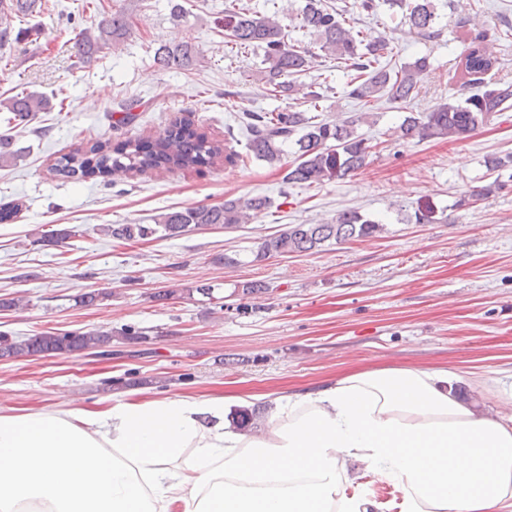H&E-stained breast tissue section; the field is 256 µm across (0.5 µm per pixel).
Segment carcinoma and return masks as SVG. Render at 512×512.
<instances>
[{
	"mask_svg": "<svg viewBox=\"0 0 512 512\" xmlns=\"http://www.w3.org/2000/svg\"><path fill=\"white\" fill-rule=\"evenodd\" d=\"M0 44L11 34L12 16H31L41 8V0H0ZM393 9L405 10L403 19L409 29L421 35L437 32L436 0H383ZM297 20L310 31L315 45L295 42L274 16H258L244 4L229 3L224 8V45L239 50L260 49L264 53L265 84L278 99H289L295 91V78L313 68L320 55L333 57L343 65L348 97L365 105L385 97L408 104L431 63L423 55L398 68L385 57L391 54L385 40L366 41L361 30L350 24L343 14L322 3L304 0ZM131 30L129 19L114 13L102 19L96 30H86L75 41L76 56L86 63L92 55L107 46L123 41ZM154 62L163 69L190 70L197 66L195 49L188 44L161 45L154 52ZM498 64L487 36L479 34L462 54L461 66L466 77L464 85L470 94L464 100L441 103L428 112H411L396 128V140L409 142L438 138L461 137L470 134L494 118L512 109V82H492L486 75ZM49 100L37 93L20 92L0 101V110L8 112L7 124L28 123L35 113L47 109ZM370 112H357L339 124L316 119L305 110L249 111L242 123L248 135L247 149L257 160L270 165L282 161L283 145H294L295 160L288 165L282 178L281 194L288 195L294 185L322 184L343 179L368 164L373 145L358 126L368 122ZM222 148L199 135L192 121L185 118L170 125L154 140H127L108 150L96 142L77 148L57 160L55 171L71 179L96 174L144 172L149 169H199L214 164ZM502 188L498 181L473 189L454 204L466 209L488 200ZM272 200L264 195L224 200L222 205H196L159 214L152 224H108L101 232L117 239H147L182 236L202 226L234 228L271 208ZM437 209L431 203L418 204L407 221L417 224L436 221ZM383 222L346 209L326 224H290L259 244L253 261L291 253L317 252L325 245L341 244L356 238H368L380 232ZM90 350L97 356L112 354V332H46L24 340L0 335V357L22 354L75 353Z\"/></svg>",
	"mask_w": 512,
	"mask_h": 512,
	"instance_id": "cac0c4a2",
	"label": "carcinoma"
}]
</instances>
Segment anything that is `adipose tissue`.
Masks as SVG:
<instances>
[{
  "label": "adipose tissue",
  "instance_id": "obj_1",
  "mask_svg": "<svg viewBox=\"0 0 512 512\" xmlns=\"http://www.w3.org/2000/svg\"><path fill=\"white\" fill-rule=\"evenodd\" d=\"M0 412V512H381L360 480L396 481L398 512H512V412L464 400L445 369L345 374L271 398Z\"/></svg>",
  "mask_w": 512,
  "mask_h": 512
}]
</instances>
